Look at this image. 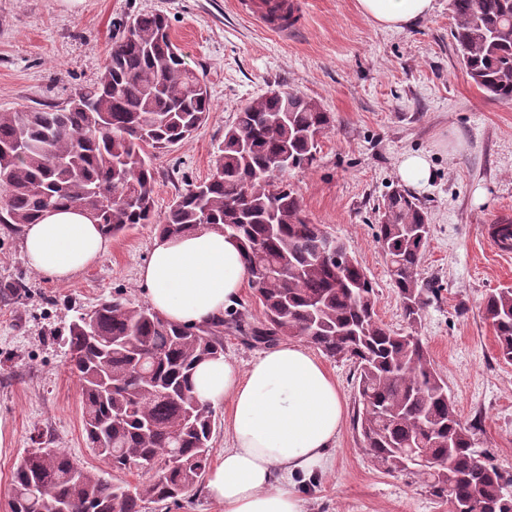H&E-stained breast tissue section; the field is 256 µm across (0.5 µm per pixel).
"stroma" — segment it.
Returning <instances> with one entry per match:
<instances>
[{
	"label": "stroma",
	"mask_w": 512,
	"mask_h": 512,
	"mask_svg": "<svg viewBox=\"0 0 512 512\" xmlns=\"http://www.w3.org/2000/svg\"><path fill=\"white\" fill-rule=\"evenodd\" d=\"M164 14L172 41L206 82L213 109L185 142L156 152L154 200L165 213L181 193L208 179L224 131L248 102L291 90L333 115L309 169L292 172L303 213L347 242L377 294V316L404 333L389 260L376 242L383 204L406 190L431 224L421 277L438 290L418 336L475 427L481 448L512 472V361L483 317L490 291L512 286V255L487 243L488 228L512 214V104L490 100L453 50L448 0L401 31L374 26L358 0H303L293 33H268L230 0H0V112L64 106L92 85L127 22ZM422 153L431 178L402 182L404 155ZM157 230L138 224L112 238L98 261L64 284L28 265L23 233L0 224V512L16 464L36 448H59L105 478L136 487L134 472L112 470L88 447L82 386L69 368L73 318L114 295L137 304V285ZM24 281L22 299L2 296ZM344 395L347 419L330 467L303 492L305 512H448L416 478L380 470L353 421V366L324 358Z\"/></svg>",
	"instance_id": "1"
}]
</instances>
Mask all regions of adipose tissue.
I'll use <instances>...</instances> for the list:
<instances>
[{"label":"adipose tissue","instance_id":"obj_1","mask_svg":"<svg viewBox=\"0 0 512 512\" xmlns=\"http://www.w3.org/2000/svg\"><path fill=\"white\" fill-rule=\"evenodd\" d=\"M374 25L401 30L434 9V0H358ZM108 238L76 207L50 210L26 225L30 267L67 282L98 260ZM248 273L239 241L209 224L159 235L138 285L164 319L202 325L235 309ZM193 388L206 403L227 404L231 448L209 473L207 488L224 512H304L301 487L316 481L346 420L335 379L303 346L283 340L248 366L226 357L196 367Z\"/></svg>","mask_w":512,"mask_h":512}]
</instances>
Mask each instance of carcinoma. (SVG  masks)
Listing matches in <instances>:
<instances>
[{
    "label": "carcinoma",
    "instance_id": "obj_1",
    "mask_svg": "<svg viewBox=\"0 0 512 512\" xmlns=\"http://www.w3.org/2000/svg\"><path fill=\"white\" fill-rule=\"evenodd\" d=\"M449 10L455 53L471 81L511 105L512 0H449ZM211 110L207 85L170 40L166 18L144 13L115 42L98 80L65 106L0 113V223L34 224L47 209L79 206L108 237L136 224L170 235L219 225L241 243L264 309L259 325L234 311L190 327L117 295L77 316L68 346L88 444L114 471L137 464L144 480L132 491L58 448H36L12 473L11 512H57L62 500L71 512H145L202 483L213 409L198 400L191 378L199 362L224 355L226 326L255 346L301 337L350 361L356 427L378 468L412 475L466 512H512V474L461 424L421 337L378 321L372 282L348 244L306 219L284 179L313 163L314 134L332 124L316 101L271 93L242 107L211 176L156 218L148 148L183 141ZM280 155L290 166L276 173L269 162ZM376 238L413 328L437 293L419 273L429 239L425 212L408 194L392 192ZM483 316L501 356L512 361V286L485 298ZM414 448L426 449L432 465L408 469L405 454Z\"/></svg>",
    "mask_w": 512,
    "mask_h": 512
}]
</instances>
